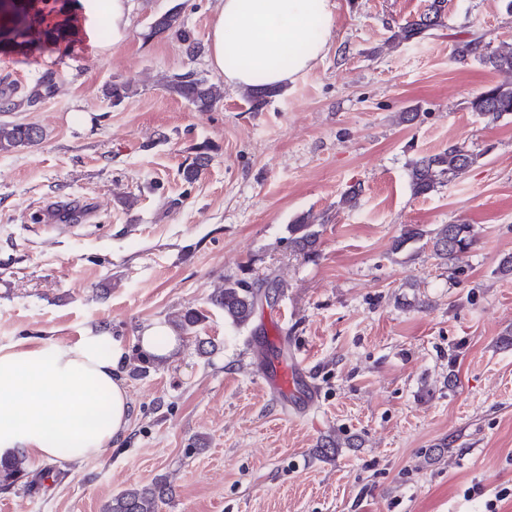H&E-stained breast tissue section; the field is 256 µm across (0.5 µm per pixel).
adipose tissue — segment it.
<instances>
[{
	"mask_svg": "<svg viewBox=\"0 0 512 512\" xmlns=\"http://www.w3.org/2000/svg\"><path fill=\"white\" fill-rule=\"evenodd\" d=\"M336 8V0H222L206 37L210 65L231 88L288 89L325 56ZM136 343L147 360L180 346L160 320ZM125 361L111 329L98 326L72 343L0 347V456L20 449L80 464L106 452L130 425Z\"/></svg>",
	"mask_w": 512,
	"mask_h": 512,
	"instance_id": "obj_1",
	"label": "adipose tissue"
}]
</instances>
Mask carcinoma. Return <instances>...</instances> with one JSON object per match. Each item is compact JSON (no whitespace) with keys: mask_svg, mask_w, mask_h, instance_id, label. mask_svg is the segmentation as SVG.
<instances>
[{"mask_svg":"<svg viewBox=\"0 0 512 512\" xmlns=\"http://www.w3.org/2000/svg\"><path fill=\"white\" fill-rule=\"evenodd\" d=\"M9 4V11L0 12V20L12 16L18 22L11 28H1L0 34L12 36L10 42L21 49L51 46L64 39L63 34L46 33L35 20L28 18L24 0H0V7ZM446 0H431L427 12L417 19L398 27L393 38L400 42L421 39L441 26L445 16ZM168 33L182 44L186 55L195 57L202 51L201 42L194 38L179 21V13L166 12L150 25L148 36ZM482 64L494 71L512 73V47L479 53ZM169 88L191 103L197 110L206 112L222 98L221 88L204 77L192 73L177 75ZM471 109L496 122L512 116V83L498 84L487 88L471 101ZM43 138V130L35 124L0 123V153H8L19 147L32 145ZM476 162V155L463 146L453 145L447 149L413 159L409 163V177L413 194L425 196L446 182L464 173ZM288 245L293 252L311 259L317 256L319 231L308 214H301L288 225ZM426 240L435 257L448 264L459 254L467 251L475 242L469 224H438L426 229L414 224L407 226L395 248L410 241ZM282 284L276 281L258 283L245 278L226 280L224 285L210 295V303L224 311V319L237 328H248L253 322L260 297L268 292L279 293ZM204 321V315L196 309L182 312L175 320L184 333H191ZM25 459L16 454L0 458V486L8 488L25 476ZM172 495V487L159 479L150 485L127 488L112 497L103 512H158L159 503Z\"/></svg>","mask_w":512,"mask_h":512,"instance_id":"obj_1","label":"carcinoma"}]
</instances>
